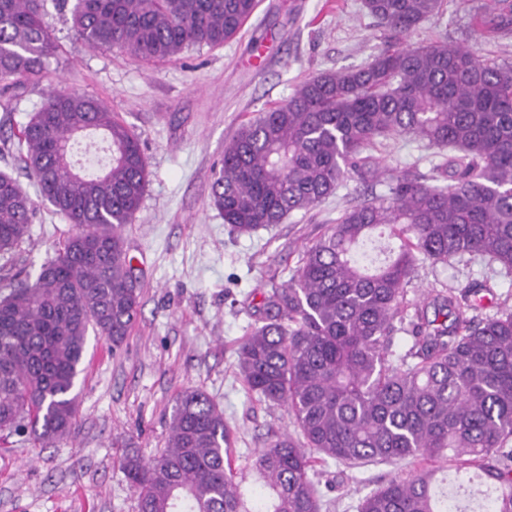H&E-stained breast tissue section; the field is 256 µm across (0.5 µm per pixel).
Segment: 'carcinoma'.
Here are the masks:
<instances>
[{
    "label": "carcinoma",
    "mask_w": 512,
    "mask_h": 512,
    "mask_svg": "<svg viewBox=\"0 0 512 512\" xmlns=\"http://www.w3.org/2000/svg\"><path fill=\"white\" fill-rule=\"evenodd\" d=\"M45 0H0V80L40 78L56 49ZM445 0H362L388 44L356 69L322 72L242 124L224 144L210 205L240 234L281 224L349 179L388 182L358 197L304 252L290 279L266 293L261 323L237 350L247 390L285 406L298 436H275L254 458L266 495L251 504L231 475L224 411L198 388L177 398L165 449L122 469L137 512H330L318 459L355 466L419 459L426 467L365 495L358 512H512V309L482 316L496 279L432 289L413 303L419 263L478 256L512 276V61L467 43L406 44ZM258 0H74L76 35L92 48L145 61L219 47ZM480 36L512 34V0H491ZM99 133L107 158L79 172L77 138ZM412 136L444 154L431 175H391L368 151ZM23 157L42 202L81 231L35 272L11 267L35 200L0 171V438H68L71 396L93 331L120 349L137 323L141 288L124 247L147 187L139 136L99 99L52 92L0 153ZM381 255L357 253L372 236ZM410 335L407 350L395 335ZM449 471L474 487L450 490Z\"/></svg>",
    "instance_id": "obj_1"
}]
</instances>
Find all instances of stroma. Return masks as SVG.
Masks as SVG:
<instances>
[{
	"mask_svg": "<svg viewBox=\"0 0 512 512\" xmlns=\"http://www.w3.org/2000/svg\"><path fill=\"white\" fill-rule=\"evenodd\" d=\"M474 0H446L445 12L409 37L479 43L483 53L512 59V36L478 42ZM44 21L57 50L35 81H0V141L13 137L57 89L102 100L139 135L148 186L123 237L141 287V316L121 350L88 335L84 371L73 394L71 436L51 446L18 437L0 440V512H137L136 496L119 461L136 451L157 456L179 394L207 392L231 428L235 476H250L254 453L271 433L291 427L286 408L252 397L237 375L236 349L252 321L251 298L289 280L307 246L328 228L360 185L348 180L337 194L285 223L239 234L210 206L224 143L240 124L286 100L295 86L330 70L358 68L384 48L387 35L361 0H260L252 18L223 46L192 48L163 61L89 48L71 23L69 8L46 0ZM425 142L403 136L376 156L399 170L430 168ZM52 207L38 205L21 248L19 266L38 269L75 234ZM484 262H421L407 298L454 288L480 277ZM417 463L347 468L328 463L334 512H357L360 498Z\"/></svg>",
	"mask_w": 512,
	"mask_h": 512,
	"instance_id": "stroma-1",
	"label": "stroma"
}]
</instances>
